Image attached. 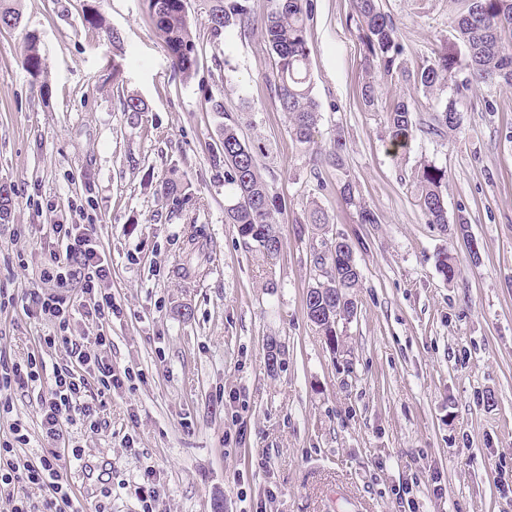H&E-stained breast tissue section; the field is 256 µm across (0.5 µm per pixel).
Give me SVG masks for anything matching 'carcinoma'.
<instances>
[{"mask_svg":"<svg viewBox=\"0 0 512 512\" xmlns=\"http://www.w3.org/2000/svg\"><path fill=\"white\" fill-rule=\"evenodd\" d=\"M147 13L162 36L174 72L183 79L196 72L198 48L187 11V0H146ZM210 38L219 40L239 28L260 29L261 36L276 56L275 69L268 77L273 85L281 110L289 119L290 134L296 143L308 148L314 143V133L320 120L319 104L312 95L309 77L311 47L308 22L311 17L309 0H276L275 8L260 24L250 16L247 0H202ZM357 29L360 33L367 64L366 79L361 88L364 104L372 106L377 99L375 74L384 78L406 75L396 27L390 17L381 12L378 0H352ZM20 22L19 12L0 0V28L12 29ZM455 38L466 47L464 56L456 58L443 53L433 63L420 66L412 73L416 88L425 94L448 84L456 75V91L469 90L472 85L497 79L512 87V0H466V8L455 22ZM24 64L32 73L44 72L45 63L39 44L28 39ZM417 100L402 98L387 109L385 123L391 145L406 148L414 131L413 112ZM463 113L455 99H448L437 118V126L458 129ZM210 164L216 173H224V185L229 187V203L224 208L225 222L238 226L242 237L253 241L258 250L271 259L280 251L282 239L276 221L277 206L259 173V163L250 146L231 125L221 128L219 146L212 149ZM446 170L433 162L420 164L416 173L419 204L427 223L448 224L445 201ZM162 198L169 210L180 212L191 198L177 180L162 187ZM12 188L0 184V222L10 218ZM310 221L317 230L309 244L319 274L309 285L306 313L309 320L323 333L325 342L336 349V326L355 318L354 293L361 273L352 245L345 236L336 257L324 258L319 248L326 245L329 219L318 207L311 209Z\"/></svg>","mask_w":512,"mask_h":512,"instance_id":"1","label":"carcinoma"}]
</instances>
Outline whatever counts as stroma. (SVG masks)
<instances>
[{
	"label": "stroma",
	"mask_w": 512,
	"mask_h": 512,
	"mask_svg": "<svg viewBox=\"0 0 512 512\" xmlns=\"http://www.w3.org/2000/svg\"><path fill=\"white\" fill-rule=\"evenodd\" d=\"M85 0H16L18 27L0 30V183L10 184L0 223V357L43 352L51 326L33 303L42 269L58 253L56 224H88L112 265L118 312L76 318L75 336L112 338L117 369L137 378L107 399L106 427H72L83 465L62 467L85 512L112 478V512H140L134 486L152 472L165 512H512V88L481 83L421 97L409 150L392 149L390 103L412 81L382 80L365 106L364 54L351 0H312V94L320 106L316 148L346 143L344 166L314 164L297 145L267 76L275 56L254 31L210 41L199 0H188L197 73L175 75L145 0H102L105 26L83 21ZM404 45L409 71L442 51L461 0H379ZM116 30L112 46L107 29ZM36 35L46 69L23 66ZM136 94L146 112H123ZM223 99V115L206 98ZM460 129L434 132L448 97ZM235 126L280 203L282 249L266 260L224 221L228 189L209 150ZM432 160L447 172L449 216L468 236L427 223L414 173ZM196 203L173 215L159 190L170 178ZM351 181L357 205L342 196ZM328 213L347 235L361 272L357 315L330 349L309 321L315 275L308 221ZM378 221H359L360 207ZM196 225L204 253L188 257ZM453 257L456 275L439 270ZM192 261L196 274L176 270ZM280 351L268 365L270 346ZM38 457L37 393H6Z\"/></svg>",
	"instance_id": "obj_1"
}]
</instances>
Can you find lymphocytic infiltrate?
Listing matches in <instances>:
<instances>
[{"label": "lymphocytic infiltrate", "instance_id": "1", "mask_svg": "<svg viewBox=\"0 0 512 512\" xmlns=\"http://www.w3.org/2000/svg\"><path fill=\"white\" fill-rule=\"evenodd\" d=\"M52 231L64 256L52 260L42 270L41 278L56 285L78 280L83 299L76 306L53 292L38 299L40 314L54 326L40 343L59 352V362L49 365L44 358L33 355L14 361L0 359V391L35 387L48 372L54 378L51 390L40 399L38 412L42 432L55 446L39 457L19 455V446L28 440L26 428L21 420L12 419L9 399L0 398V417L12 420L11 439L0 442V491H7L11 512H81L75 491L59 472L62 458L75 463L83 460L82 449L72 443L70 428L78 425L93 432L106 426L103 394L121 388L133 378L130 370L113 367L106 353L112 345L110 336L97 334L93 345L88 346L70 332L74 315L100 321L114 313L112 294L107 290L111 267L93 245L84 225L56 224ZM92 380L98 385V395L93 399L87 396ZM33 488L42 491L40 501L31 499L29 491Z\"/></svg>", "mask_w": 512, "mask_h": 512}]
</instances>
